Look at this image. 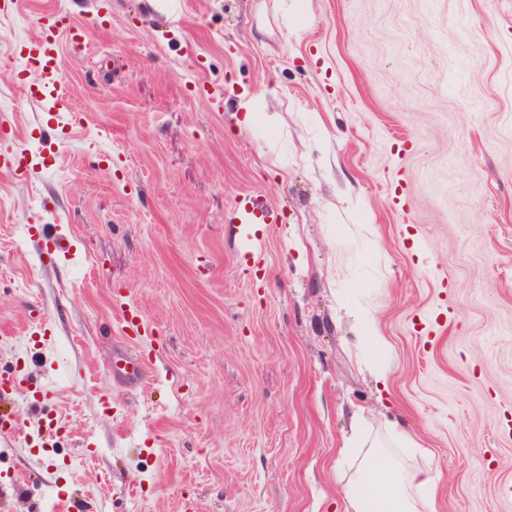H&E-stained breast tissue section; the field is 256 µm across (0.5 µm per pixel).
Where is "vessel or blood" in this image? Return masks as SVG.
Listing matches in <instances>:
<instances>
[{"mask_svg": "<svg viewBox=\"0 0 512 512\" xmlns=\"http://www.w3.org/2000/svg\"><path fill=\"white\" fill-rule=\"evenodd\" d=\"M67 34L73 46L85 42V30L74 25L68 15L58 10L44 12L39 19V33L27 44V60L40 74L41 82L33 97L47 101L51 111L64 112L69 108L67 92L62 84L58 37ZM278 220L274 207L259 208L249 197H239L234 205L231 223L237 224L240 232H248L253 224H273Z\"/></svg>", "mask_w": 512, "mask_h": 512, "instance_id": "b4317fda", "label": "vessel or blood"}]
</instances>
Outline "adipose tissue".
<instances>
[{"label":"adipose tissue","instance_id":"obj_1","mask_svg":"<svg viewBox=\"0 0 512 512\" xmlns=\"http://www.w3.org/2000/svg\"><path fill=\"white\" fill-rule=\"evenodd\" d=\"M368 451L347 482L351 512H435L439 476L429 466L408 464L361 433Z\"/></svg>","mask_w":512,"mask_h":512}]
</instances>
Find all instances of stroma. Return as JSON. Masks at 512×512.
I'll use <instances>...</instances> for the list:
<instances>
[{"label":"stroma","instance_id":"35a3bbf8","mask_svg":"<svg viewBox=\"0 0 512 512\" xmlns=\"http://www.w3.org/2000/svg\"><path fill=\"white\" fill-rule=\"evenodd\" d=\"M53 8L88 34L56 122L24 50ZM104 9L0 14V512H346L357 415L409 430L436 512H512V0ZM242 195L279 223L235 235Z\"/></svg>","mask_w":512,"mask_h":512}]
</instances>
